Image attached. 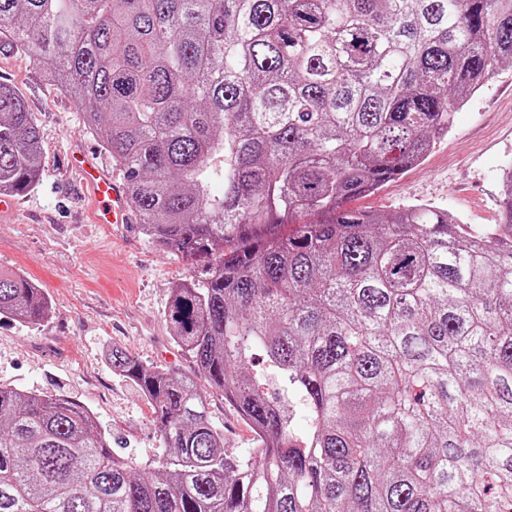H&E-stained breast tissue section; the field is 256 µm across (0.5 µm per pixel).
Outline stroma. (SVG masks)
I'll return each mask as SVG.
<instances>
[{
	"label": "stroma",
	"mask_w": 512,
	"mask_h": 512,
	"mask_svg": "<svg viewBox=\"0 0 512 512\" xmlns=\"http://www.w3.org/2000/svg\"><path fill=\"white\" fill-rule=\"evenodd\" d=\"M0 81L21 94L41 128L44 167L38 185L0 211V268L42 288L52 311L31 325L0 315V385L81 403L109 434L114 453L145 463L159 448L152 410L129 381L113 374L115 346L144 363L176 372L193 367L170 336L164 308L171 287L206 275L157 249L138 225L93 223L92 200L69 167L75 152L92 155L105 173L112 160L84 128L83 113L45 81L31 56L0 47ZM512 161V68L502 67L457 112L452 132L419 166L355 200L356 208L390 213L431 203L458 216L464 233L496 226L499 168ZM227 448L243 455L256 437L223 395H207Z\"/></svg>",
	"instance_id": "obj_1"
}]
</instances>
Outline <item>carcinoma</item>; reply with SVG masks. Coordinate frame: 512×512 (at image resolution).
<instances>
[{"label":"carcinoma","instance_id":"carcinoma-1","mask_svg":"<svg viewBox=\"0 0 512 512\" xmlns=\"http://www.w3.org/2000/svg\"><path fill=\"white\" fill-rule=\"evenodd\" d=\"M2 31L84 112L144 236L209 271L164 310L197 374L108 354L151 405L152 462L75 401L0 386V512H512V177L476 238L428 203L350 206L512 67V0H0ZM42 170L0 82V194ZM51 309L0 271V315ZM198 383L207 391L208 411L212 421L224 430L226 448L243 455L249 448H256L257 442L254 433L236 413L223 395L208 386L204 377L198 376Z\"/></svg>","mask_w":512,"mask_h":512}]
</instances>
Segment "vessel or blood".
Listing matches in <instances>:
<instances>
[{
	"mask_svg": "<svg viewBox=\"0 0 512 512\" xmlns=\"http://www.w3.org/2000/svg\"><path fill=\"white\" fill-rule=\"evenodd\" d=\"M83 184L88 187L96 204V221L100 224H126L131 209L123 184L104 175L89 157L77 161Z\"/></svg>",
	"mask_w": 512,
	"mask_h": 512,
	"instance_id": "1",
	"label": "vessel or blood"
}]
</instances>
